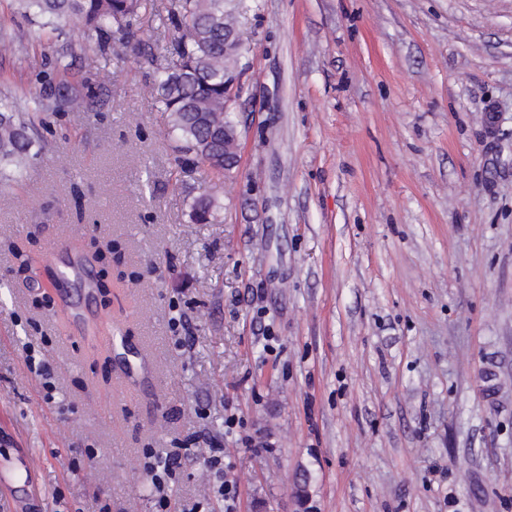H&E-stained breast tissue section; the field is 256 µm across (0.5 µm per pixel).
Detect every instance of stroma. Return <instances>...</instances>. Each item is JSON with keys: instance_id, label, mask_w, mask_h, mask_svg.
Here are the masks:
<instances>
[{"instance_id": "stroma-1", "label": "stroma", "mask_w": 512, "mask_h": 512, "mask_svg": "<svg viewBox=\"0 0 512 512\" xmlns=\"http://www.w3.org/2000/svg\"><path fill=\"white\" fill-rule=\"evenodd\" d=\"M237 32L239 162L193 224L210 182L152 67L119 47L59 77L68 35L0 0V94L83 98L36 111L0 185V512H151L145 449L198 432L236 512H512V0H250ZM58 240L125 348L58 315ZM171 501L224 512L202 445ZM189 207V218L200 223L218 222L223 209L217 196L212 192L191 197Z\"/></svg>"}]
</instances>
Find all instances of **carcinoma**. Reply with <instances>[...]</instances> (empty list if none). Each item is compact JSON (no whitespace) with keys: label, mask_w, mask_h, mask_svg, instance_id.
Listing matches in <instances>:
<instances>
[{"label":"carcinoma","mask_w":512,"mask_h":512,"mask_svg":"<svg viewBox=\"0 0 512 512\" xmlns=\"http://www.w3.org/2000/svg\"><path fill=\"white\" fill-rule=\"evenodd\" d=\"M26 17H39L60 30L72 22L81 26L106 58L114 46L126 45L150 13V0H14ZM244 0L228 7L224 0H178L171 16L174 33L165 53L142 52L155 73L153 90L167 114L175 150L185 162L200 164L215 183L224 180V165L237 162L234 142L224 135L235 123L227 107L228 83L240 66L242 48L236 43V11ZM32 124L15 103L0 98V181L19 175L33 144ZM189 218L205 223L221 215L213 193L191 198Z\"/></svg>","instance_id":"obj_1"}]
</instances>
